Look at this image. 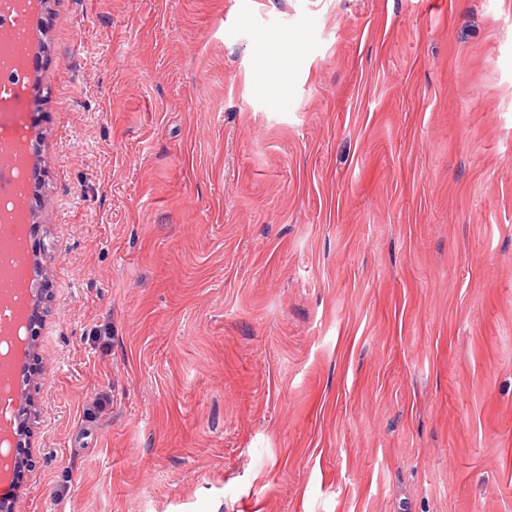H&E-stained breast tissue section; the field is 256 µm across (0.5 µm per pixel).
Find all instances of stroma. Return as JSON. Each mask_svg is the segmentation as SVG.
Wrapping results in <instances>:
<instances>
[{
    "label": "stroma",
    "instance_id": "obj_1",
    "mask_svg": "<svg viewBox=\"0 0 512 512\" xmlns=\"http://www.w3.org/2000/svg\"><path fill=\"white\" fill-rule=\"evenodd\" d=\"M19 512H512V0H50Z\"/></svg>",
    "mask_w": 512,
    "mask_h": 512
}]
</instances>
